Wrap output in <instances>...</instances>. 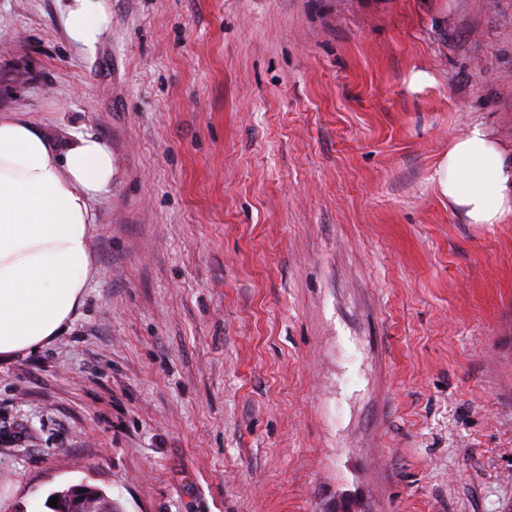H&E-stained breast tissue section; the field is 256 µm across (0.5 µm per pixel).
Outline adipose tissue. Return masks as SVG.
Listing matches in <instances>:
<instances>
[{
	"instance_id": "1",
	"label": "adipose tissue",
	"mask_w": 512,
	"mask_h": 512,
	"mask_svg": "<svg viewBox=\"0 0 512 512\" xmlns=\"http://www.w3.org/2000/svg\"><path fill=\"white\" fill-rule=\"evenodd\" d=\"M108 22L103 0H68V37L93 46ZM471 224L512 214V161L481 123L450 142L431 173ZM112 183V153L80 134L59 143L0 114V361L59 336L80 307L90 269L92 203Z\"/></svg>"
}]
</instances>
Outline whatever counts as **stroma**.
Masks as SVG:
<instances>
[{
  "label": "stroma",
  "mask_w": 512,
  "mask_h": 512,
  "mask_svg": "<svg viewBox=\"0 0 512 512\" xmlns=\"http://www.w3.org/2000/svg\"><path fill=\"white\" fill-rule=\"evenodd\" d=\"M0 0V113L102 140L82 305L0 362V512H512V0ZM437 85L414 93L411 73ZM65 28L76 44L92 47L108 22L103 0H66ZM430 180L470 224H499L512 214V161L479 122L450 142Z\"/></svg>",
  "instance_id": "35a3bbf8"
}]
</instances>
